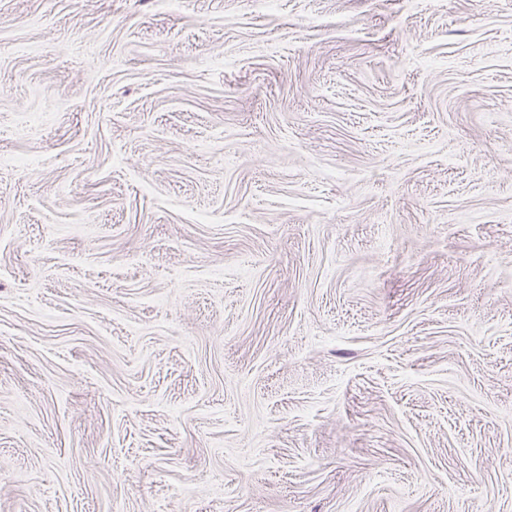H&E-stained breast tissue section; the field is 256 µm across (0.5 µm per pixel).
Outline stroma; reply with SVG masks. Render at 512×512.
Listing matches in <instances>:
<instances>
[{
	"label": "stroma",
	"instance_id": "35a3bbf8",
	"mask_svg": "<svg viewBox=\"0 0 512 512\" xmlns=\"http://www.w3.org/2000/svg\"><path fill=\"white\" fill-rule=\"evenodd\" d=\"M0 512H512V0H0Z\"/></svg>",
	"mask_w": 512,
	"mask_h": 512
}]
</instances>
